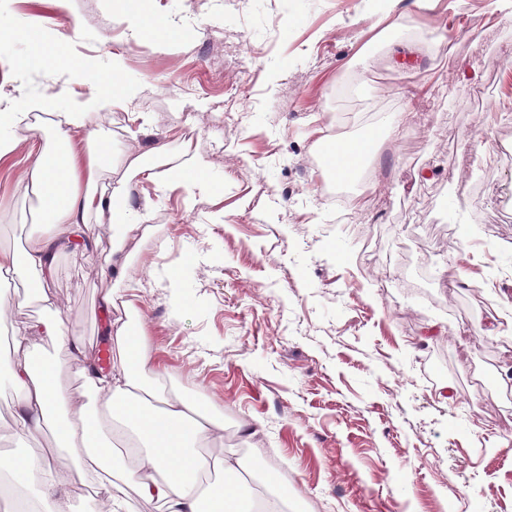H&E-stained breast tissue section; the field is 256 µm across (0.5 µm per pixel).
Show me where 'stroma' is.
<instances>
[{
  "label": "stroma",
  "mask_w": 512,
  "mask_h": 512,
  "mask_svg": "<svg viewBox=\"0 0 512 512\" xmlns=\"http://www.w3.org/2000/svg\"><path fill=\"white\" fill-rule=\"evenodd\" d=\"M494 7L402 0L384 22L368 0H151L167 26L135 38L122 0L0 5V95L40 97L47 148L75 83L32 27L69 32L72 62L132 92L101 108L97 186L125 183L141 229L117 277L108 214L57 250L69 335L108 373L112 316L142 322L152 383L224 417L201 452L240 460L258 491L286 483L288 512H512V18L488 27ZM369 136L364 186L329 199L337 144ZM136 155L201 157L215 193L157 189ZM15 161L0 248L18 251L41 215ZM37 353L92 403L65 350ZM15 405L1 377L0 454L43 455L52 434L18 438Z\"/></svg>",
  "instance_id": "1"
}]
</instances>
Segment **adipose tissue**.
Here are the masks:
<instances>
[{"label": "adipose tissue", "mask_w": 512, "mask_h": 512, "mask_svg": "<svg viewBox=\"0 0 512 512\" xmlns=\"http://www.w3.org/2000/svg\"><path fill=\"white\" fill-rule=\"evenodd\" d=\"M130 95L115 81L91 82L85 98L71 107L65 127L58 129V147L53 151L34 137L28 102L0 98V160L11 159L17 149L25 150L29 164L22 179L45 218L23 252L0 249V270L33 279V299L49 312L39 324L16 330V354L1 357L0 370L7 372L19 397L15 433L29 437L50 426L57 439L54 451L37 458L1 456L0 470H23L40 487L39 512H70L66 490L70 476L59 463L60 455L114 470L120 466L112 453L115 441L132 437L141 445L136 455L140 491L146 499L161 502L165 512H202L208 500L218 502L222 512H283L288 503L285 485L260 498L246 484L231 490L201 482L206 461L196 447L222 435L224 423L203 402L176 391L143 398L147 380L157 370L144 330H133L125 317H115L109 334L122 350L123 362L112 372H100L86 366L85 350L69 335L59 302L49 291L55 250L81 241L91 213H109L122 236H134L139 230L136 213L127 204L126 185L108 193L94 189L106 160L96 147L100 129L89 124L92 111L103 102L123 101ZM35 336L50 339L65 349L70 362L82 364L84 385L95 397L93 406H86L60 383L57 364L38 358L31 344Z\"/></svg>", "instance_id": "ef3b65f1"}]
</instances>
